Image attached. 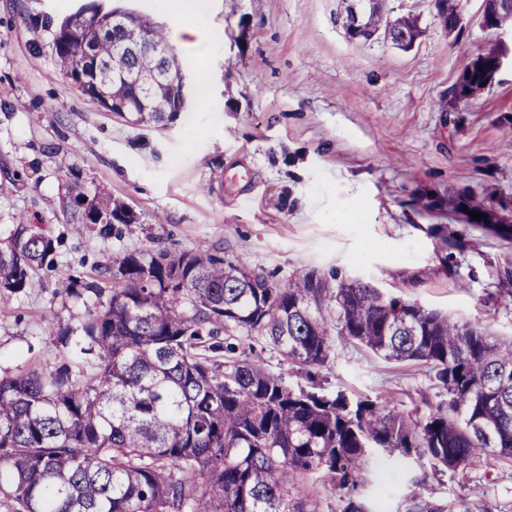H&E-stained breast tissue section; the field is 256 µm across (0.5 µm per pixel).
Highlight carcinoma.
<instances>
[{
	"mask_svg": "<svg viewBox=\"0 0 512 512\" xmlns=\"http://www.w3.org/2000/svg\"><path fill=\"white\" fill-rule=\"evenodd\" d=\"M385 0L367 26L381 29ZM443 29L456 33V0H442ZM58 71L109 104L137 98L143 123L186 109L185 63L149 16L120 18L89 0L67 14L53 41ZM498 48L476 55L453 99L482 87ZM157 75L145 88L132 75ZM115 215L97 195L71 200ZM54 239L17 224L0 246V300L36 286ZM102 310L58 331L65 360L0 376V496L19 512H373L362 494L374 459L466 471L493 458L512 463V337L386 296L359 279L331 283L298 271L280 285L206 249L155 257L125 254ZM336 308L337 337L388 361L427 368L433 394L419 417L369 399L327 394L313 369L335 345L323 309ZM260 336L297 367L294 387L253 353L214 342L219 333ZM490 512L468 498L441 503L426 478L412 480L402 512Z\"/></svg>",
	"mask_w": 512,
	"mask_h": 512,
	"instance_id": "obj_1",
	"label": "carcinoma"
}]
</instances>
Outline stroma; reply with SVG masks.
I'll list each match as a JSON object with an SVG mask.
<instances>
[{"label":"stroma","instance_id":"35a3bbf8","mask_svg":"<svg viewBox=\"0 0 512 512\" xmlns=\"http://www.w3.org/2000/svg\"><path fill=\"white\" fill-rule=\"evenodd\" d=\"M85 0H0V239L15 224L56 240L35 288L0 302V375L54 369L56 330L101 309L68 295L76 280L113 286L127 252L200 247L284 286L295 271L369 282L383 293L512 336V240L461 212L487 199L512 225V67L458 109L448 101L469 61L498 33L482 27L483 0H457L460 37L436 0H386L413 13L409 50L353 41L339 0H210L211 50L182 51L188 110L141 125L79 92L55 64L53 34ZM210 107L197 108L198 71ZM102 193L135 221L119 231L72 221L71 198ZM326 391L425 414L424 366L384 360L336 340L318 367ZM377 486L397 512L407 470L378 462ZM436 498L467 494L512 512V466L429 475Z\"/></svg>","mask_w":512,"mask_h":512}]
</instances>
